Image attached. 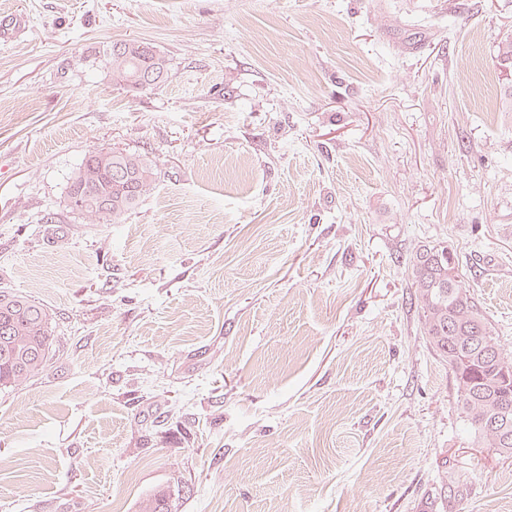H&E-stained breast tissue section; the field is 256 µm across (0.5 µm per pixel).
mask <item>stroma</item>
Here are the masks:
<instances>
[{"instance_id": "obj_1", "label": "stroma", "mask_w": 512, "mask_h": 512, "mask_svg": "<svg viewBox=\"0 0 512 512\" xmlns=\"http://www.w3.org/2000/svg\"><path fill=\"white\" fill-rule=\"evenodd\" d=\"M0 290L56 354L0 391V512H512L408 268L456 249L512 350V0H0ZM151 44L128 91L101 50ZM157 180L74 211L91 152ZM155 167L152 160L140 154L102 150L91 153L70 178V203L74 196L79 195L81 200L80 208L71 206L76 211L114 223L133 210L150 190L157 178ZM97 195L112 199L110 209L99 213L87 206L84 210L89 198Z\"/></svg>"}]
</instances>
